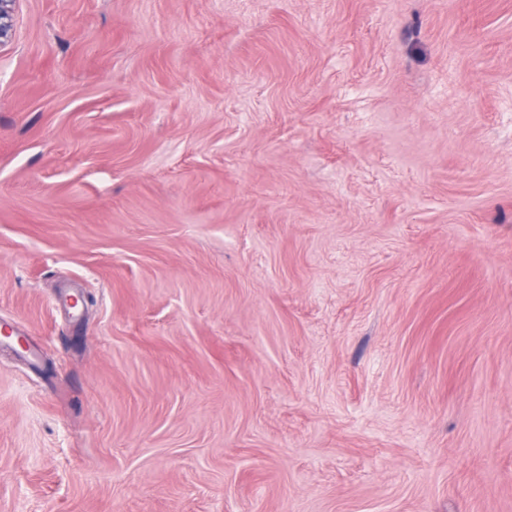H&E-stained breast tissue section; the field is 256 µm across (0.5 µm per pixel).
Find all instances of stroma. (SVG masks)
Here are the masks:
<instances>
[{
  "instance_id": "1",
  "label": "stroma",
  "mask_w": 512,
  "mask_h": 512,
  "mask_svg": "<svg viewBox=\"0 0 512 512\" xmlns=\"http://www.w3.org/2000/svg\"><path fill=\"white\" fill-rule=\"evenodd\" d=\"M0 512H512V0H18Z\"/></svg>"
}]
</instances>
